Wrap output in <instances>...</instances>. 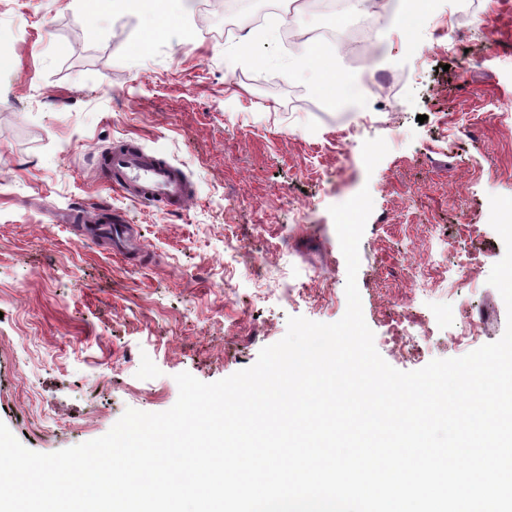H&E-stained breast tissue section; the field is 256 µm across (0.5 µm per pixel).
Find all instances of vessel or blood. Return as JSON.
Returning <instances> with one entry per match:
<instances>
[{
	"label": "vessel or blood",
	"instance_id": "vessel-or-blood-1",
	"mask_svg": "<svg viewBox=\"0 0 512 512\" xmlns=\"http://www.w3.org/2000/svg\"><path fill=\"white\" fill-rule=\"evenodd\" d=\"M112 174V186L137 203L174 207L186 202L188 181L178 168L133 145L115 146L98 157Z\"/></svg>",
	"mask_w": 512,
	"mask_h": 512
}]
</instances>
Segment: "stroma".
Listing matches in <instances>:
<instances>
[{"label": "stroma", "instance_id": "35a3bbf8", "mask_svg": "<svg viewBox=\"0 0 512 512\" xmlns=\"http://www.w3.org/2000/svg\"><path fill=\"white\" fill-rule=\"evenodd\" d=\"M170 0L169 33L121 0H0V422L52 453L106 434L126 409L163 412L176 374L214 382L252 366L287 319L334 323L346 262L330 206L369 189L357 284L374 344L394 368L500 339L488 277L505 254L489 198L512 196V0H476L433 35L394 11L348 5L345 36L303 60L285 39L322 26L297 0L259 27L267 0ZM427 61H420L421 47ZM339 80L384 89L323 97ZM129 143L182 170L178 210L101 182L97 155ZM106 206L141 252L113 253L72 213ZM443 244L451 292L414 293L411 264ZM425 340L390 341L398 315Z\"/></svg>", "mask_w": 512, "mask_h": 512}]
</instances>
